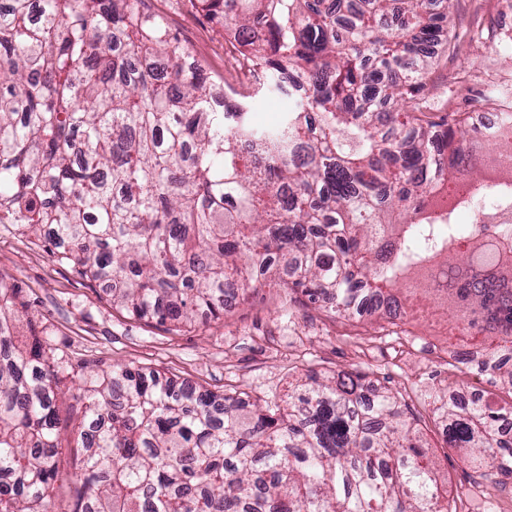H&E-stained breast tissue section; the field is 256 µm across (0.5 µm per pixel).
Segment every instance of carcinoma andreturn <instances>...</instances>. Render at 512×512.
I'll return each mask as SVG.
<instances>
[{"label":"carcinoma","instance_id":"cac0c4a2","mask_svg":"<svg viewBox=\"0 0 512 512\" xmlns=\"http://www.w3.org/2000/svg\"><path fill=\"white\" fill-rule=\"evenodd\" d=\"M144 0L0 7V224L41 226L57 261L136 319L175 328L224 313V290H283L356 318L433 292L452 325L480 312L483 364L512 397V243L468 235L489 142L466 118L424 120L437 0H197L245 47L248 91L210 107L209 77ZM407 33L383 24L392 13ZM288 99L274 128L257 98ZM492 134L512 148V96ZM512 226V179L491 186ZM0 276V512H456L416 417L366 375L315 372L250 408L239 394L131 368L73 364ZM80 404L78 472L59 403ZM445 442L481 477L512 475V401L433 395Z\"/></svg>","mask_w":512,"mask_h":512}]
</instances>
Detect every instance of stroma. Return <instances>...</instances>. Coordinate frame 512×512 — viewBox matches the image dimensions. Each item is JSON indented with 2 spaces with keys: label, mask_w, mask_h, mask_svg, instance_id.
<instances>
[{
  "label": "stroma",
  "mask_w": 512,
  "mask_h": 512,
  "mask_svg": "<svg viewBox=\"0 0 512 512\" xmlns=\"http://www.w3.org/2000/svg\"><path fill=\"white\" fill-rule=\"evenodd\" d=\"M145 5L213 79L229 78L235 62L225 51L223 26L193 0ZM447 25L452 45L436 52L425 96L443 105L451 120L493 108L490 88L512 85V52L500 46L502 34L512 30V0H453ZM478 30L489 33L490 43H470ZM0 274L15 278L29 315L74 361L158 370L202 389H235L267 401L279 399L310 369L327 376L364 373L375 385L398 391L421 417L424 445L448 476L457 512H493V500H512V476H467L434 421L429 394L436 388L460 399L474 390L501 402L512 398L498 379L457 360L451 350L457 336L443 311L428 309L386 325L377 315L345 321L299 304L283 312L276 289L259 288L223 317L175 334L113 308L105 290L55 260L42 230L17 224H0Z\"/></svg>",
  "instance_id": "obj_1"
}]
</instances>
